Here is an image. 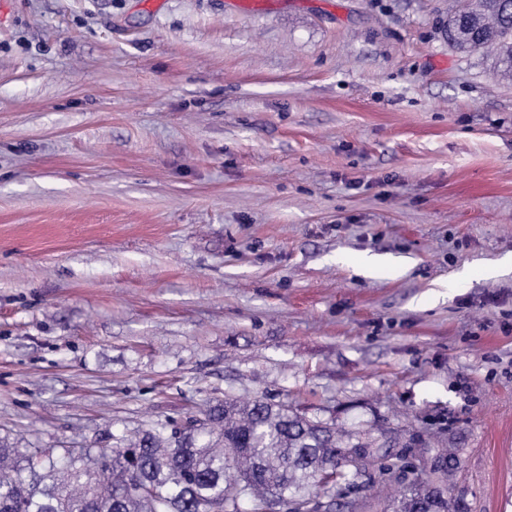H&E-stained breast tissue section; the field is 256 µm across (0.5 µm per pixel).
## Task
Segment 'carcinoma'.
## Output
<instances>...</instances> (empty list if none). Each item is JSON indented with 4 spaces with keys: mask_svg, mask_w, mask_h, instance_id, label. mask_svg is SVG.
<instances>
[{
    "mask_svg": "<svg viewBox=\"0 0 512 512\" xmlns=\"http://www.w3.org/2000/svg\"><path fill=\"white\" fill-rule=\"evenodd\" d=\"M463 54L491 51L512 76V0H456L445 24ZM381 446L299 414L285 402L226 398L182 428L157 421L112 436V450H21L0 440V512H261L286 496L298 512H350L344 490L372 463L401 485L394 512H464L442 490L448 467L423 481Z\"/></svg>",
    "mask_w": 512,
    "mask_h": 512,
    "instance_id": "carcinoma-1",
    "label": "carcinoma"
}]
</instances>
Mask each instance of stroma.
<instances>
[{
  "label": "stroma",
  "mask_w": 512,
  "mask_h": 512,
  "mask_svg": "<svg viewBox=\"0 0 512 512\" xmlns=\"http://www.w3.org/2000/svg\"><path fill=\"white\" fill-rule=\"evenodd\" d=\"M0 0V438L261 396L512 512V78L453 0Z\"/></svg>",
  "instance_id": "35a3bbf8"
}]
</instances>
